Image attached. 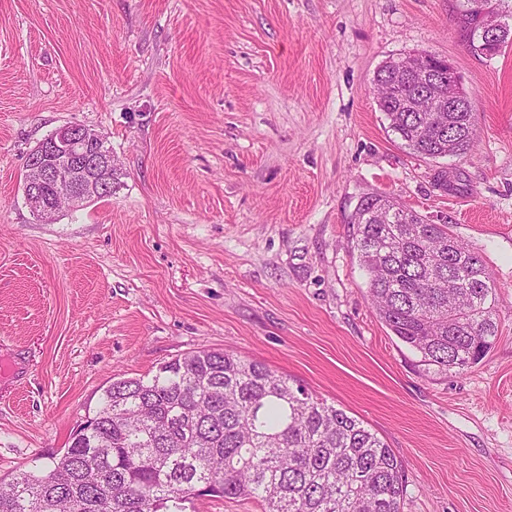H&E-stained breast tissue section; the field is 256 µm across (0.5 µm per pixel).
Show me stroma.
I'll return each mask as SVG.
<instances>
[{
	"label": "stroma",
	"mask_w": 512,
	"mask_h": 512,
	"mask_svg": "<svg viewBox=\"0 0 512 512\" xmlns=\"http://www.w3.org/2000/svg\"><path fill=\"white\" fill-rule=\"evenodd\" d=\"M463 0H0V480L63 452L112 381L203 349L262 362L404 464L401 512H512V46ZM449 58L476 144L416 156L374 91ZM82 124L111 197L37 220L26 161ZM453 185H434L438 171ZM385 195L448 223L497 284L498 339L434 372L380 321L352 222ZM471 0H465L463 7H466L463 11V15L468 20V23L472 26L473 19L469 13V4ZM471 12L477 21L476 31L482 41L481 47H484V53L486 57H493L496 55V41L498 36L502 34V49L509 43H512V29L504 32L511 27L507 22L503 20L506 15L499 11L490 9L485 0H472L471 1ZM494 13L495 17L490 14ZM470 26V27H471ZM501 49V51H502ZM500 51V53H501Z\"/></svg>",
	"instance_id": "35a3bbf8"
}]
</instances>
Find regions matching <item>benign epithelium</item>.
I'll list each match as a JSON object with an SVG mask.
<instances>
[{"label": "benign epithelium", "instance_id": "obj_1", "mask_svg": "<svg viewBox=\"0 0 512 512\" xmlns=\"http://www.w3.org/2000/svg\"><path fill=\"white\" fill-rule=\"evenodd\" d=\"M476 31L487 57L496 55L498 36L509 28L505 14L490 9L486 0H471ZM425 72L435 71L432 100L437 112H456L471 100L461 84L454 64L445 57L412 52L384 63L389 70L408 75L407 66ZM104 136L84 125L58 128L31 151L27 158L24 196L33 214L45 223L53 222L60 212L55 200L62 198L73 208L79 202L98 198L112 190V151L102 146ZM55 195L45 196V187Z\"/></svg>", "mask_w": 512, "mask_h": 512}]
</instances>
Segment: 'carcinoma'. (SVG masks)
I'll return each mask as SVG.
<instances>
[{"label":"carcinoma","instance_id":"obj_1","mask_svg":"<svg viewBox=\"0 0 512 512\" xmlns=\"http://www.w3.org/2000/svg\"><path fill=\"white\" fill-rule=\"evenodd\" d=\"M379 108L412 153L461 157L474 113L444 129L409 112L408 79L377 73ZM354 216L376 315L440 373H461L495 344L496 286L482 257L446 224L376 195ZM403 462L346 411L262 362L199 350L151 377L112 382L68 448L38 473L0 482V512H184L197 492L254 499L261 512H400Z\"/></svg>","mask_w":512,"mask_h":512}]
</instances>
